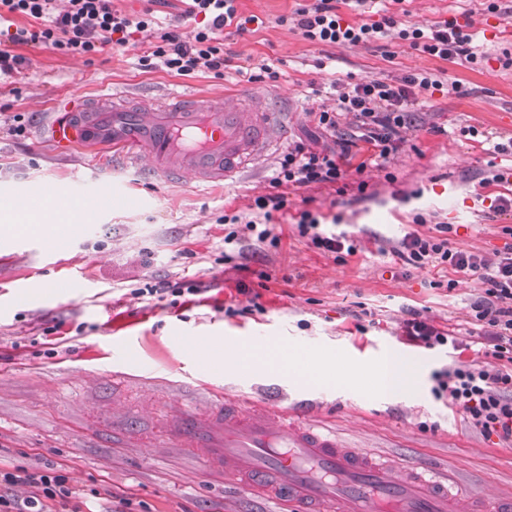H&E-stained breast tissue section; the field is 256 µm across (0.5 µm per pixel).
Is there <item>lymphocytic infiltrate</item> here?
Here are the masks:
<instances>
[{"instance_id":"1","label":"lymphocytic infiltrate","mask_w":512,"mask_h":512,"mask_svg":"<svg viewBox=\"0 0 512 512\" xmlns=\"http://www.w3.org/2000/svg\"><path fill=\"white\" fill-rule=\"evenodd\" d=\"M183 19L195 22L191 40H183L171 27L160 25L152 11L128 15L113 9L112 0H0V12L32 19L34 28L22 27L8 34V47H0V76L19 73L24 57L12 53L21 44H39L73 55H90L107 44L125 45L142 34L149 39V48L139 59L142 67L160 63L168 72L187 76L199 70L223 75L234 58L224 45L223 32L235 27L244 33L258 23V16H242L238 0H183ZM339 0H309L296 9L291 19L302 37L313 44H343L368 46L397 36L410 47L428 55L448 60L462 57L475 60L473 35L457 22H437L419 28H398L394 16L383 15L380 21L351 23L339 12ZM431 74L415 72L396 82L367 79L342 86L336 107L324 105L313 109L318 128L335 136L342 117L352 116L350 138L338 139L336 146L322 148L312 141L298 139L289 143L277 161L269 193L257 196L254 206L257 219L241 220L240 216H225L230 231L224 236V261L232 263L241 255V231L260 244L278 248L280 239L273 234L270 223L275 212L286 208V186L335 184L348 174L352 147L364 144L374 157L388 160L406 140L413 126L412 106L415 89L439 87ZM296 231L299 237L316 249L333 254L335 261L345 262L358 251V242L346 233L326 231L317 215L304 210L298 215ZM403 265L416 269L443 268L456 273L479 275L485 290L482 298L471 307V319L480 326L493 357L492 363H459L438 377L437 396L446 398L450 407L462 412L470 427L485 436L497 435L503 442H512V247L500 251L496 262H488L473 251L449 248L447 239L408 233L394 250ZM402 334L416 345L429 349L448 346L458 350L462 341L453 330L438 327L412 313L401 326ZM0 486L36 487V494L26 497L0 495V512H48L47 504L71 495L65 466L46 468L32 473L25 467L0 468Z\"/></svg>"}]
</instances>
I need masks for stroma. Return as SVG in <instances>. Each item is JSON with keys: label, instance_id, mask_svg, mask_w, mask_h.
<instances>
[{"label": "stroma", "instance_id": "obj_1", "mask_svg": "<svg viewBox=\"0 0 512 512\" xmlns=\"http://www.w3.org/2000/svg\"><path fill=\"white\" fill-rule=\"evenodd\" d=\"M302 0H239L242 15L264 25L231 34L236 52L223 76H174L142 68L144 48L108 45L80 57L38 45H18L20 74L0 80V210L27 183L120 188L111 210L92 208L62 247L43 251L19 244L16 231L0 234V462L41 469L68 467L71 512H283L267 493L202 481L200 462L172 447L154 416L173 400L191 406L196 389L219 390L244 403H301L349 446L373 450L402 468L421 460L454 470L473 494L512 490V447L474 431L464 415L435 398L436 374L448 366L485 364L487 341L468 312L481 299L478 276L414 269L392 248L406 233L436 235L449 227L448 245L491 257L512 244L503 226L512 213L492 208L502 185L493 175L512 172V151H494L512 140V41L484 37L494 17L512 19V0L499 14L482 0H406L391 5L399 27L444 20L472 23L481 33V59L441 60L400 39L385 49L315 45L285 24ZM278 72L260 78L261 66ZM248 69L238 75L237 67ZM424 70L442 87L418 95L415 126L385 169L349 172L345 189L334 184L288 187V206L275 213L276 249L257 252L243 237L242 268L224 261V217H254L256 196L268 193L269 156L234 183L221 187L170 186L148 181L135 169L114 167L111 154L90 160L83 150L54 151L44 129L55 108L73 94L157 99L170 92L232 96L252 86L276 99L286 140L319 136L309 115L333 104L336 85L365 78L390 81ZM257 82H249V75ZM27 119L23 136L11 133L15 116ZM365 191H358L359 182ZM308 210L354 236L359 252L346 263L312 247L294 228ZM271 279L260 282L259 272ZM81 275L80 288L47 295L59 278ZM208 284L190 302L138 300V280L155 277ZM453 287H434L437 278ZM29 286L26 303L13 304L17 284ZM246 284L261 308L227 315L247 303ZM417 312L438 326L456 328L467 348L426 349L410 343L400 326ZM60 326L68 341L51 348L45 331ZM201 336L214 355L202 359L179 344ZM259 338L327 356L339 367L321 383L306 384L278 369L235 372L217 355L223 340ZM393 355L419 362L422 388L415 395L379 393L372 368Z\"/></svg>", "mask_w": 512, "mask_h": 512}]
</instances>
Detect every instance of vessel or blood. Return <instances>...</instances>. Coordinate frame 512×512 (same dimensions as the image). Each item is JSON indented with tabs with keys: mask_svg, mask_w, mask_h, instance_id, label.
<instances>
[{
	"mask_svg": "<svg viewBox=\"0 0 512 512\" xmlns=\"http://www.w3.org/2000/svg\"><path fill=\"white\" fill-rule=\"evenodd\" d=\"M280 118L263 94L232 102L172 92L161 100L117 102L75 96L56 111L46 139L56 152H111L113 161L145 170L166 184L210 185L234 178L277 142ZM92 197L111 208V191L62 190L37 181L21 194L26 208L66 210ZM163 431L193 450L225 481L264 489L288 512H461L463 493L429 478L427 464L397 471L363 448L344 447L335 433L307 423L302 411L211 394L205 408L165 410Z\"/></svg>",
	"mask_w": 512,
	"mask_h": 512,
	"instance_id": "obj_1",
	"label": "vessel or blood"
}]
</instances>
